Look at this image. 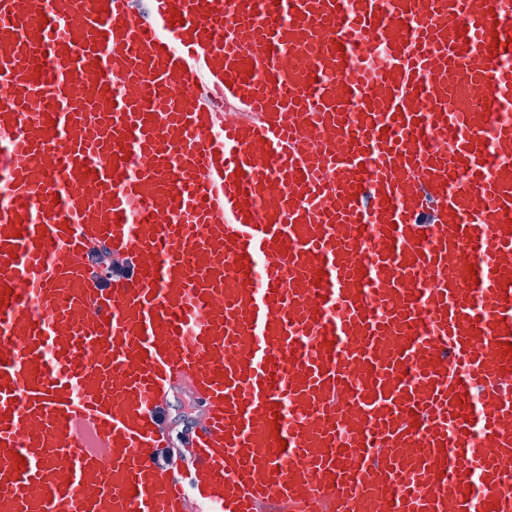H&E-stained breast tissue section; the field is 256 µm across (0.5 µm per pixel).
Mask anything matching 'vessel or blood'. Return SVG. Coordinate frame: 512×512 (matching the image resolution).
<instances>
[{"label":"vessel or blood","instance_id":"b4317fda","mask_svg":"<svg viewBox=\"0 0 512 512\" xmlns=\"http://www.w3.org/2000/svg\"><path fill=\"white\" fill-rule=\"evenodd\" d=\"M511 56L512 0H0V512H512ZM171 436L174 441L180 439L183 431L197 416V406L185 389H179L171 397Z\"/></svg>","mask_w":512,"mask_h":512}]
</instances>
